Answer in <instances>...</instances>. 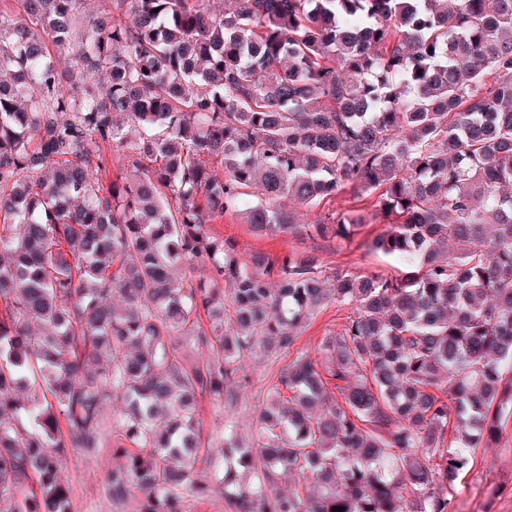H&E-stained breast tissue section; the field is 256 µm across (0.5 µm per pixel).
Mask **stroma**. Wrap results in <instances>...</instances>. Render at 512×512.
<instances>
[{
  "instance_id": "stroma-1",
  "label": "stroma",
  "mask_w": 512,
  "mask_h": 512,
  "mask_svg": "<svg viewBox=\"0 0 512 512\" xmlns=\"http://www.w3.org/2000/svg\"><path fill=\"white\" fill-rule=\"evenodd\" d=\"M375 201V196L348 192L326 204V211L355 210L365 218L352 241L341 244L318 238L298 240L288 235L259 236L235 213L214 221L212 229L246 256L261 253L275 257L296 250L315 256L328 273L394 275L401 269L397 260L370 249L373 238L384 229ZM351 312L350 306L339 303L320 309L299 336L297 349L317 353L323 337L340 331ZM292 358L288 351L265 359L244 357L240 361L241 373L250 379L251 385L241 392L236 404L220 411L202 403L199 417L211 445L204 451V462L195 466L199 479L213 483L220 475L224 464L225 421L234 422L241 441L250 444L257 439V418L266 403L268 389ZM472 457V464L451 494L455 512H512V414L505 419L498 445L473 449ZM119 463V458L108 448L90 460L78 454L63 460L60 473L70 492L71 512H136V497H129L124 505L118 506L103 493L106 474Z\"/></svg>"
}]
</instances>
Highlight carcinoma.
<instances>
[{"label":"carcinoma","mask_w":512,"mask_h":512,"mask_svg":"<svg viewBox=\"0 0 512 512\" xmlns=\"http://www.w3.org/2000/svg\"><path fill=\"white\" fill-rule=\"evenodd\" d=\"M110 2L81 25L82 0H0V502L71 512L61 461L110 448L105 494L139 512L227 487L234 512H445L512 413V0ZM106 147L132 177L103 183ZM349 187L400 275L211 230L349 242L363 215L281 205ZM330 302L354 312L280 372L260 451L227 423L225 486L198 481L199 405ZM281 469L322 492L282 496Z\"/></svg>","instance_id":"obj_1"}]
</instances>
